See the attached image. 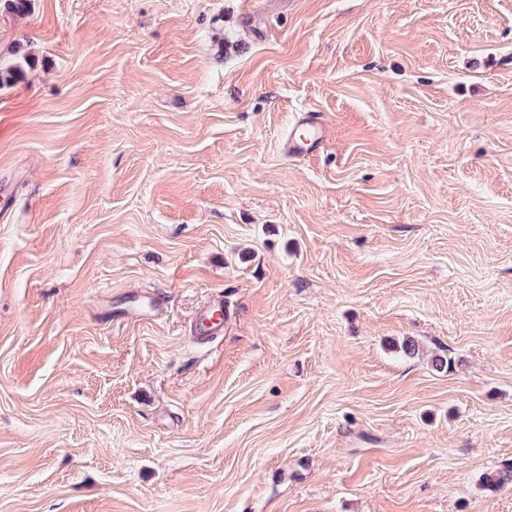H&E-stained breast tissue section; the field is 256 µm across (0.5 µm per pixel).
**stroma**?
<instances>
[{
  "instance_id": "stroma-1",
  "label": "stroma",
  "mask_w": 512,
  "mask_h": 512,
  "mask_svg": "<svg viewBox=\"0 0 512 512\" xmlns=\"http://www.w3.org/2000/svg\"><path fill=\"white\" fill-rule=\"evenodd\" d=\"M0 63V512H512V0H33ZM303 130H296L290 135L285 146L284 153L287 157L300 156L314 147H318L326 139L325 127L317 121V118L310 116L299 123Z\"/></svg>"
}]
</instances>
